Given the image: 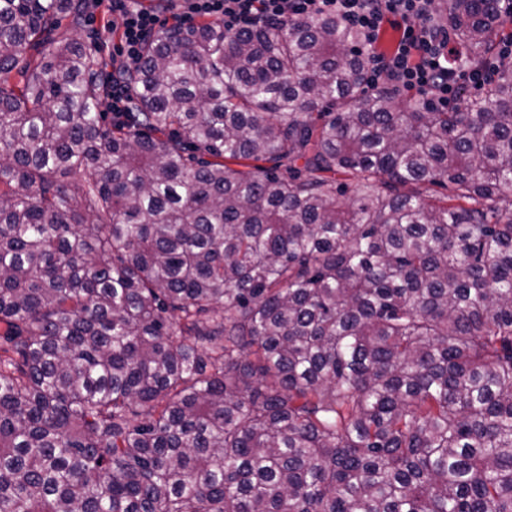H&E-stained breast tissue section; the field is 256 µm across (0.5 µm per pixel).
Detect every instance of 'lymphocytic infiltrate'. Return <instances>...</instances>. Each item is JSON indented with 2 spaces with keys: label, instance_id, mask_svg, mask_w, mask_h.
Here are the masks:
<instances>
[{
  "label": "lymphocytic infiltrate",
  "instance_id": "1",
  "mask_svg": "<svg viewBox=\"0 0 512 512\" xmlns=\"http://www.w3.org/2000/svg\"><path fill=\"white\" fill-rule=\"evenodd\" d=\"M189 14L224 23L235 34L260 22L277 24L293 17L334 14L362 37L369 55L370 85L391 82L416 91L424 106L447 110L469 87L481 88L494 77V67L452 68L448 56L453 39L445 23L436 21L434 0H187ZM104 29L119 34V51L127 65L138 62L147 40L155 36L157 15L136 0H107ZM395 26L398 37L390 50H376L384 24Z\"/></svg>",
  "mask_w": 512,
  "mask_h": 512
}]
</instances>
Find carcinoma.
Here are the masks:
<instances>
[{
  "instance_id": "1",
  "label": "carcinoma",
  "mask_w": 512,
  "mask_h": 512,
  "mask_svg": "<svg viewBox=\"0 0 512 512\" xmlns=\"http://www.w3.org/2000/svg\"><path fill=\"white\" fill-rule=\"evenodd\" d=\"M86 5L0 0V512H512V61L432 112L207 20L109 117Z\"/></svg>"
}]
</instances>
